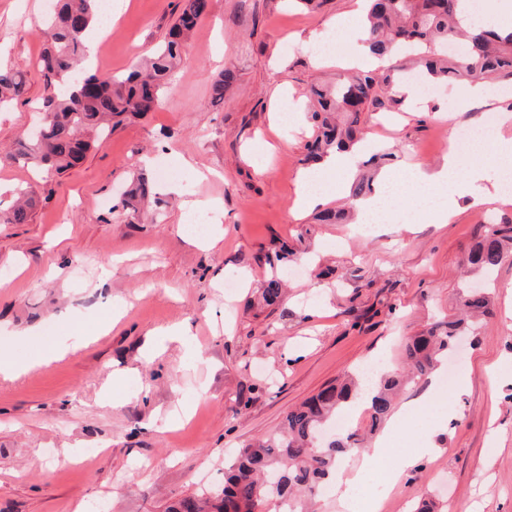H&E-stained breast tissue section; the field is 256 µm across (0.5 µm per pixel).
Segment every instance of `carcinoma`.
Listing matches in <instances>:
<instances>
[{
  "mask_svg": "<svg viewBox=\"0 0 512 512\" xmlns=\"http://www.w3.org/2000/svg\"><path fill=\"white\" fill-rule=\"evenodd\" d=\"M363 43L377 59L389 56L394 46L420 52L419 64L440 82L485 80L493 75L512 78V33L502 36L480 26L463 28L459 17L467 0H366ZM211 0H183L176 22L164 43L124 78L82 66L86 39L101 23V0H56L46 20L47 47L39 67L44 79L41 123L35 135L24 134L11 159L62 173L74 168L92 144L124 122L154 110L182 60V48L198 22L209 15ZM462 38L464 56L443 58L441 45ZM405 74L391 68L379 74L357 70L336 75V83L311 85L312 139L306 162H317L334 151L354 146L362 134L363 114L404 105L398 93ZM26 93L24 73L0 66V107ZM18 201L0 220L25 224L36 206V192L16 190ZM159 204L152 185L143 177L130 185L122 208L135 219L148 202ZM512 257V219L480 225L464 266L484 283ZM283 283L272 275L261 291L267 307L279 305ZM487 289L462 286V314L442 320L411 336L402 349L406 368L383 371L367 404L371 427L390 416L395 396L406 385L426 380L439 357L457 337L477 328L474 319L490 314ZM364 397L359 376L322 387L299 407L288 411L279 433L240 449L224 469L223 485L207 495L183 498L165 512H314L312 496L329 481L339 458L362 451L356 433H323L354 400Z\"/></svg>",
  "mask_w": 512,
  "mask_h": 512,
  "instance_id": "cac0c4a2",
  "label": "carcinoma"
}]
</instances>
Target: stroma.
<instances>
[{
  "label": "stroma",
  "mask_w": 512,
  "mask_h": 512,
  "mask_svg": "<svg viewBox=\"0 0 512 512\" xmlns=\"http://www.w3.org/2000/svg\"><path fill=\"white\" fill-rule=\"evenodd\" d=\"M116 25L98 41L94 65L120 75L164 39L182 0H123ZM360 0H325L315 12L287 0H212L182 63L153 112L95 143L77 167L54 178L5 158L36 123L44 96L35 66L45 48L44 0H0V62L27 73L24 100L0 111V214L14 191L41 201L25 224L0 223V346L21 358L66 332L82 349L14 378L0 376V512H163L167 503L218 488L240 448L276 433L285 414L344 371L376 357L401 361L403 339L452 316L458 270L486 219L512 217V203L461 209L450 223L410 217L400 198L383 224H317L297 209V176L313 130L308 90L355 65L356 55L319 62V32L357 26ZM235 79L221 102L212 86ZM471 87L443 83L412 91L394 112L366 118V141L392 153L381 173L407 182L439 169L449 128L499 115L512 136V80ZM469 110H462L463 101ZM173 178L156 182L159 167ZM156 183L161 207L132 221L120 205L137 175ZM220 209L201 246L187 226L189 203ZM294 259L268 266L281 243ZM288 293L273 310L260 289L271 274ZM239 282L225 295L224 282ZM492 286L493 315L463 345L465 388L449 384L452 412L435 426L434 379L397 400L412 417L394 440L411 448L429 434L438 454L401 483L359 501L408 512L423 498L438 512H512V309ZM190 324L181 342L167 328Z\"/></svg>",
  "instance_id": "35a3bbf8"
}]
</instances>
